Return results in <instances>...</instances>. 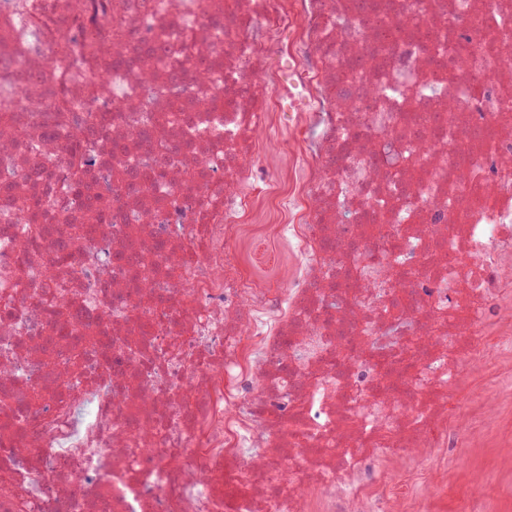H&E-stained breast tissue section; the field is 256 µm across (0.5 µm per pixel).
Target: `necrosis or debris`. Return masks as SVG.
I'll use <instances>...</instances> for the list:
<instances>
[{"label":"necrosis or debris","instance_id":"obj_1","mask_svg":"<svg viewBox=\"0 0 512 512\" xmlns=\"http://www.w3.org/2000/svg\"><path fill=\"white\" fill-rule=\"evenodd\" d=\"M511 310L512 0H0V512H426ZM500 372L501 367L494 351L491 352L485 366L471 368L459 403L453 406L448 414V433L459 445L469 444L476 436V430L468 422L471 403L477 397H482L484 391L497 380Z\"/></svg>","mask_w":512,"mask_h":512}]
</instances>
